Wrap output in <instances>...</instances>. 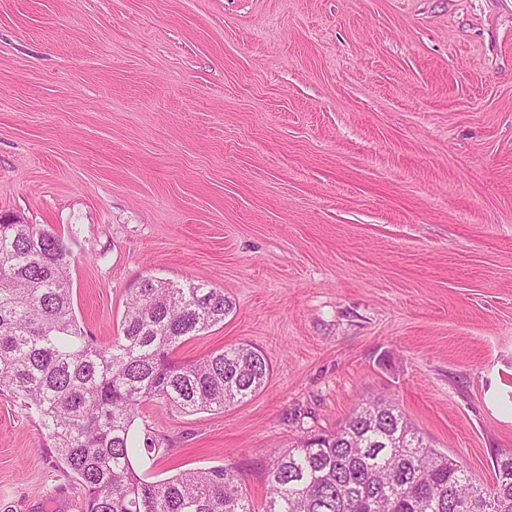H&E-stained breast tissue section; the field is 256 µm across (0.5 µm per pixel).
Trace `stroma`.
I'll list each match as a JSON object with an SVG mask.
<instances>
[{
    "label": "stroma",
    "mask_w": 512,
    "mask_h": 512,
    "mask_svg": "<svg viewBox=\"0 0 512 512\" xmlns=\"http://www.w3.org/2000/svg\"><path fill=\"white\" fill-rule=\"evenodd\" d=\"M71 249L97 342L144 278L234 303L175 353L247 344L265 387L144 403L158 481L396 404L480 482L512 451V0H0V217ZM0 512H84L0 395Z\"/></svg>",
    "instance_id": "obj_1"
}]
</instances>
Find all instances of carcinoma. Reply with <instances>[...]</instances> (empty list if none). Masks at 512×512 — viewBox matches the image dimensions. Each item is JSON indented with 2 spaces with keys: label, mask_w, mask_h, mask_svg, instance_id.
<instances>
[{
  "label": "carcinoma",
  "mask_w": 512,
  "mask_h": 512,
  "mask_svg": "<svg viewBox=\"0 0 512 512\" xmlns=\"http://www.w3.org/2000/svg\"><path fill=\"white\" fill-rule=\"evenodd\" d=\"M71 263L59 236L0 223V394L36 408L49 447L79 481L85 512H512V451L496 455L485 485L385 399L357 408L333 433L274 453L259 508L233 466L148 480L134 457L170 448L151 431L135 445L140 406L158 400L193 414L242 403L265 386L268 359L248 345L174 358L232 309L222 290L201 282L143 279L120 333L101 345L77 324Z\"/></svg>",
  "instance_id": "cac0c4a2"
}]
</instances>
